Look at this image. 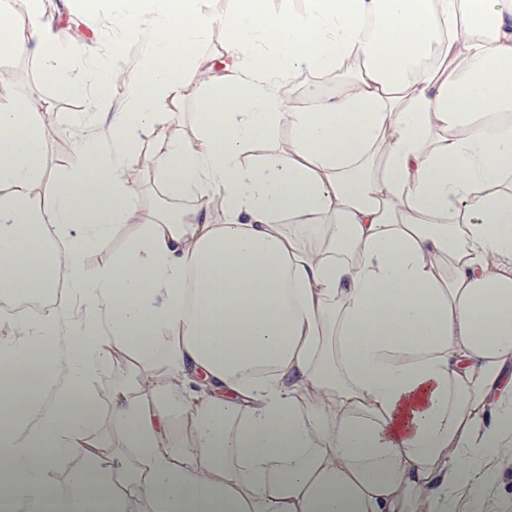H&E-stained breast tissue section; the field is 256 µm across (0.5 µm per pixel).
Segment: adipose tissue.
<instances>
[{
    "instance_id": "ef3b65f1",
    "label": "adipose tissue",
    "mask_w": 512,
    "mask_h": 512,
    "mask_svg": "<svg viewBox=\"0 0 512 512\" xmlns=\"http://www.w3.org/2000/svg\"><path fill=\"white\" fill-rule=\"evenodd\" d=\"M135 72L91 66L52 175L40 104L0 94V299L67 293L0 336V512H498L512 473V0H150ZM71 93L41 0L0 53ZM344 73L301 99L302 72ZM193 139L157 127L188 78ZM121 82L125 105L110 109ZM147 161L171 200L128 183ZM42 190L48 203L31 198ZM220 197L223 223L207 203ZM134 226L122 250L84 258ZM115 360L111 435L87 382ZM234 0H208L207 10L217 18L223 17V25L214 23L210 30L207 45L203 52L211 57L214 73L221 74L224 70V12L233 6Z\"/></svg>"
}]
</instances>
